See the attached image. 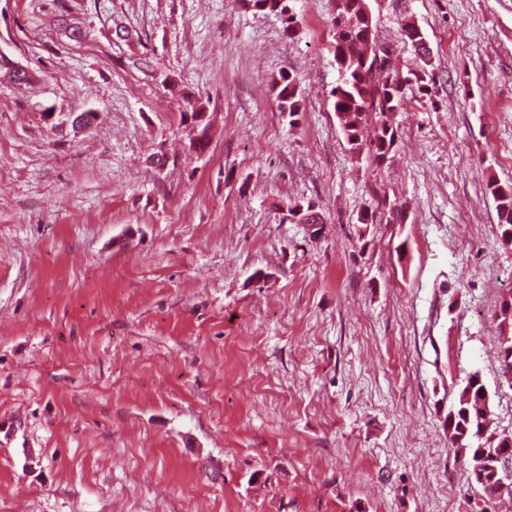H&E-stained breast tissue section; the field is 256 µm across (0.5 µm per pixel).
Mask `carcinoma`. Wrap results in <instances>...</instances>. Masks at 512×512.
I'll return each mask as SVG.
<instances>
[{"instance_id":"obj_1","label":"carcinoma","mask_w":512,"mask_h":512,"mask_svg":"<svg viewBox=\"0 0 512 512\" xmlns=\"http://www.w3.org/2000/svg\"><path fill=\"white\" fill-rule=\"evenodd\" d=\"M255 11L279 14L287 23L295 22L290 5L282 0H248ZM358 0H336L332 18L334 53L345 63L344 72L330 95L336 118L350 145L351 152L359 150L379 162L388 157L396 145V133L391 114L406 102V88L412 82L421 83L433 78L431 48L421 27L411 17L402 22L405 38L411 42L420 64L409 76L389 75V54L377 57L376 43L369 37V24L358 17ZM280 111L290 116L301 111L298 86L291 75L280 76L276 83ZM375 124L376 134L370 141L362 140V127L367 121ZM494 199L503 245L512 249V186L496 182L489 185ZM499 321V369L501 379L512 389V293L502 298L496 314ZM490 398L485 384L477 373L469 374L456 400L448 407L446 432L449 447L469 457L471 480L480 488L483 501L493 503L504 495L512 496V487L503 488L496 470L512 460V434L488 430Z\"/></svg>"}]
</instances>
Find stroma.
<instances>
[{
    "mask_svg": "<svg viewBox=\"0 0 512 512\" xmlns=\"http://www.w3.org/2000/svg\"><path fill=\"white\" fill-rule=\"evenodd\" d=\"M370 5L392 73L405 17L434 55L381 164L332 107V0L290 32L240 0H0L37 74L0 77V512L483 508L444 422L476 372L512 433V0ZM276 97L281 112H288L293 117L301 111V100L298 96V86L290 74L280 76L276 83ZM494 199L501 241L507 249H512V186H502L496 182L489 185ZM499 321V369L501 380L512 388V293L503 297L496 314Z\"/></svg>",
    "mask_w": 512,
    "mask_h": 512,
    "instance_id": "35a3bbf8",
    "label": "stroma"
}]
</instances>
